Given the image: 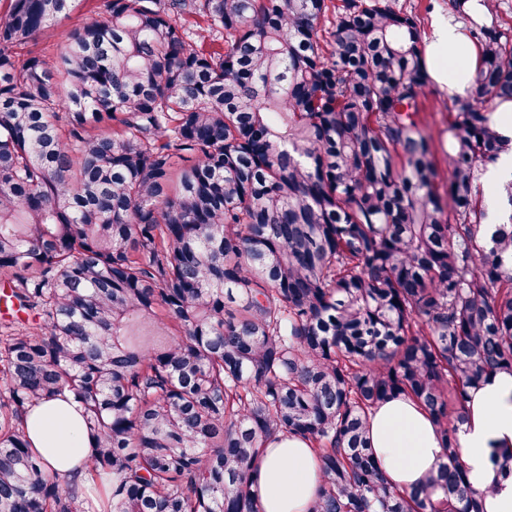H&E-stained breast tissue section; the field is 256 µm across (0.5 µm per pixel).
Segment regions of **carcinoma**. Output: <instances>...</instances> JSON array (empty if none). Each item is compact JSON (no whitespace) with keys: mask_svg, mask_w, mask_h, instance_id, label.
I'll return each instance as SVG.
<instances>
[{"mask_svg":"<svg viewBox=\"0 0 512 512\" xmlns=\"http://www.w3.org/2000/svg\"><path fill=\"white\" fill-rule=\"evenodd\" d=\"M0 0V512H264L267 444L309 442V512H484L469 393L512 374V29L450 0L479 50L449 97L448 188L419 127L417 15L389 0ZM56 55L20 57L61 16ZM174 324L159 344L135 321ZM71 396L90 488L59 484L25 416ZM404 395L443 462L391 486L369 418Z\"/></svg>","mask_w":512,"mask_h":512,"instance_id":"carcinoma-1","label":"carcinoma"}]
</instances>
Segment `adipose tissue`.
I'll use <instances>...</instances> for the list:
<instances>
[{
  "label": "adipose tissue",
  "mask_w": 512,
  "mask_h": 512,
  "mask_svg": "<svg viewBox=\"0 0 512 512\" xmlns=\"http://www.w3.org/2000/svg\"><path fill=\"white\" fill-rule=\"evenodd\" d=\"M427 63L445 93L466 91L476 52L458 23L446 17L435 20ZM466 415L457 435L460 459L473 488L486 491L495 477L494 452L512 447V374L493 375L472 392ZM26 428L48 472L64 483L89 482L85 462L92 441L84 432L78 403L44 402L27 413ZM369 438L388 482L403 491L418 488L441 461V442L431 419L404 396L374 410ZM320 485V468L305 440L291 437L268 445L256 483L264 512H308Z\"/></svg>",
  "instance_id": "obj_1"
}]
</instances>
